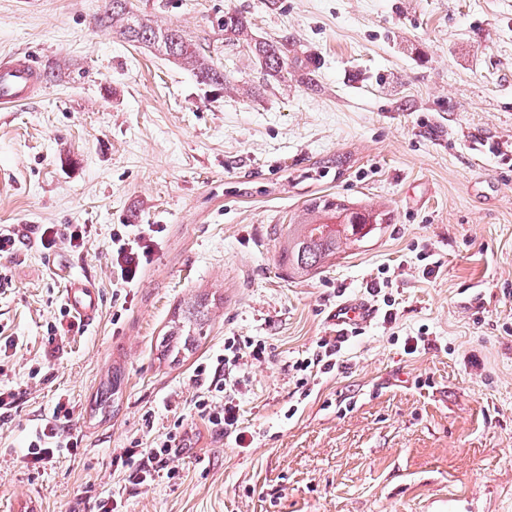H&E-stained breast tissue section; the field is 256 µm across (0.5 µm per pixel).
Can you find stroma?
<instances>
[{
	"mask_svg": "<svg viewBox=\"0 0 512 512\" xmlns=\"http://www.w3.org/2000/svg\"><path fill=\"white\" fill-rule=\"evenodd\" d=\"M132 4L192 39L223 87L97 27L103 0H0V55L43 83L0 112V225L19 235L0 254V512H512V0ZM228 10L287 44L285 79L225 36ZM324 195L386 221L290 273L288 227ZM61 224L86 225L82 247L41 246ZM153 224L150 262L122 285L114 235ZM75 276L99 290L89 324L59 313ZM349 298L375 319L298 385ZM195 303L192 351L163 359ZM232 336L265 345L235 393L248 448L193 410L195 368ZM61 398L80 444L32 464ZM176 427L169 472L114 465Z\"/></svg>",
	"mask_w": 512,
	"mask_h": 512,
	"instance_id": "35a3bbf8",
	"label": "stroma"
}]
</instances>
